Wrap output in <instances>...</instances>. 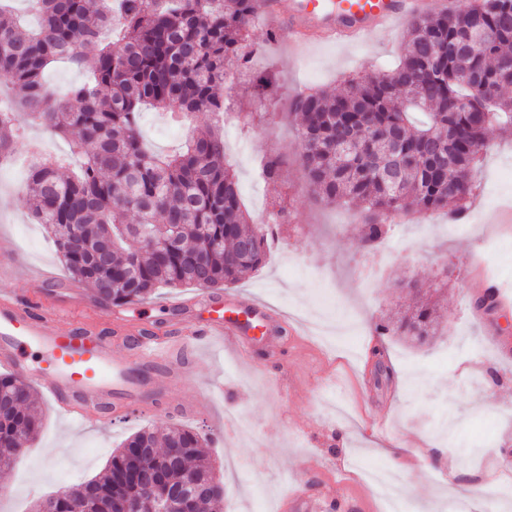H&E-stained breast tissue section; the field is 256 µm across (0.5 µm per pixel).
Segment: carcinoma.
I'll list each match as a JSON object with an SVG mask.
<instances>
[{
	"label": "carcinoma",
	"mask_w": 512,
	"mask_h": 512,
	"mask_svg": "<svg viewBox=\"0 0 512 512\" xmlns=\"http://www.w3.org/2000/svg\"><path fill=\"white\" fill-rule=\"evenodd\" d=\"M39 26L23 27L0 3V72L13 104L0 110V161L20 141L21 120L64 138L83 159L77 177L54 163L32 168L30 210L52 235L71 277L104 304L149 298L158 288H217L260 268L263 229L250 223L224 138L190 129L171 156L149 151L139 118L149 106L188 120L224 111L227 64L248 63L244 46L259 19L257 0H37ZM68 61L90 74L65 97L52 96L45 70ZM512 0H460L452 11L410 21L398 64L365 72L333 92H300L301 163L312 191L362 217V241L386 236L389 213H428L453 205L465 219L480 154L491 128L512 137ZM348 137L354 152L336 145ZM267 182L282 161L267 156ZM135 242L138 247L127 246ZM412 306L396 329L423 341L435 335L436 308L406 284ZM42 410L33 387L0 375V466L9 467L35 437ZM206 438L181 425L128 437L95 478L70 487L54 512H120L149 489L129 476V458L159 474L157 493L192 476L209 484L197 512L219 504L224 487L204 452Z\"/></svg>",
	"instance_id": "carcinoma-1"
}]
</instances>
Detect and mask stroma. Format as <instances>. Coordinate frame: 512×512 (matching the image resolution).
I'll return each mask as SVG.
<instances>
[{
    "mask_svg": "<svg viewBox=\"0 0 512 512\" xmlns=\"http://www.w3.org/2000/svg\"><path fill=\"white\" fill-rule=\"evenodd\" d=\"M270 21L252 36L251 72L234 75L224 144L254 224L279 207L290 213L277 225L265 263L235 283V291L267 302L295 324L253 346L251 365L218 341L204 344L196 369L167 403H147L89 425L57 412L41 399L43 425L27 451L0 472V512L30 505L98 475L113 450L140 429L174 424L207 439L224 486V512H281L296 489L357 504V512H387L370 483L350 474L352 462L398 472L407 512H448L457 502L470 512H512V474L495 484L486 472L512 459V140L488 135L478 173L479 195L458 232L439 211L392 219L374 247L360 240L355 209L321 201L298 161L295 96L308 87L340 88L362 69L389 70L398 60L407 22L348 46L295 45L272 39ZM146 144L166 154L179 147L185 127L143 111ZM284 160L280 181L260 175L267 154ZM25 149L0 168V240L18 273L0 280V292L28 295L30 277L47 272L56 291L91 300L59 258L53 240L34 223L25 186ZM416 281L443 293L444 318L425 344L375 327L404 310V285ZM497 285L503 306L495 319L472 301L486 282ZM195 287L161 288L151 298L118 307L126 331L163 332L173 320L167 306L194 296ZM389 370L374 384L373 349ZM203 409L181 412L184 400ZM240 414L245 431L226 437L221 427Z\"/></svg>",
    "mask_w": 512,
    "mask_h": 512,
    "instance_id": "obj_1",
    "label": "stroma"
}]
</instances>
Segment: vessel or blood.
<instances>
[{
    "label": "vessel or blood",
    "mask_w": 512,
    "mask_h": 512,
    "mask_svg": "<svg viewBox=\"0 0 512 512\" xmlns=\"http://www.w3.org/2000/svg\"><path fill=\"white\" fill-rule=\"evenodd\" d=\"M448 6V0H260L276 29L317 44H348ZM223 307L224 315L187 324L178 334L145 330L129 338L95 308L77 319L41 293L0 294V366L38 385L60 413L102 422L145 397H167L193 371L199 341L219 336L248 349L250 330L240 316L266 313L267 305L233 292Z\"/></svg>",
    "instance_id": "1"
}]
</instances>
